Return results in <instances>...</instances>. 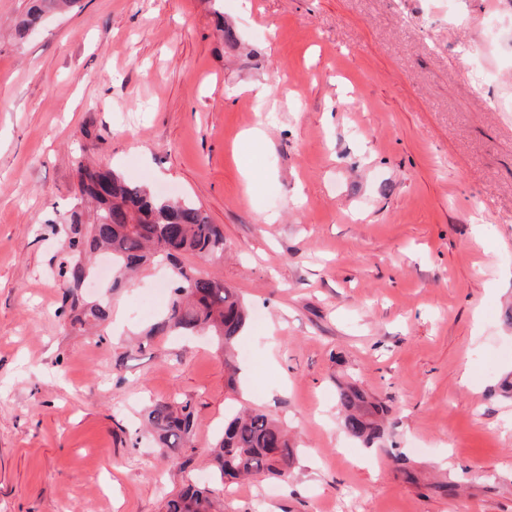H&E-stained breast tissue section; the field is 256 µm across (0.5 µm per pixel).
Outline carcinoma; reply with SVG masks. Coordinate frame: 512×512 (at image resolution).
<instances>
[{
    "mask_svg": "<svg viewBox=\"0 0 512 512\" xmlns=\"http://www.w3.org/2000/svg\"><path fill=\"white\" fill-rule=\"evenodd\" d=\"M73 0H33L16 28L24 39L42 24L44 16L69 6ZM77 201L61 224L67 239L68 264L61 269L63 296L60 315L73 329L93 322L105 325L112 316L107 301L89 302L78 288L90 276L92 259L107 254L115 272L111 290L126 287L131 273L150 264L171 266L168 303L164 313L146 331V337L208 333L224 348L227 386L237 388L234 349L249 311L236 289L224 280L187 266L182 258L206 262L224 256V231L211 223L195 203L153 193L143 183H131L114 169L78 162ZM343 412L342 430L368 447L387 435L388 409L356 383L338 386ZM147 430L159 447L173 451L189 445L195 426L190 401L174 406L153 404L146 414ZM214 483L188 484L165 499L162 512H218L217 492L228 480L265 475L288 479L297 456L288 430L269 413L243 409L224 422V431L212 449Z\"/></svg>",
    "mask_w": 512,
    "mask_h": 512,
    "instance_id": "carcinoma-1",
    "label": "carcinoma"
}]
</instances>
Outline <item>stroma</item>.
Masks as SVG:
<instances>
[{
    "mask_svg": "<svg viewBox=\"0 0 512 512\" xmlns=\"http://www.w3.org/2000/svg\"><path fill=\"white\" fill-rule=\"evenodd\" d=\"M28 7L0 0V512H161L241 403L299 455L224 512H512V41L478 53L512 0H75L20 41ZM84 156L223 227L193 265L251 307L238 392L211 337L138 343L167 269L113 294L121 328L59 317ZM348 380L389 448L343 432ZM158 400L191 401L190 447L143 433Z\"/></svg>",
    "mask_w": 512,
    "mask_h": 512,
    "instance_id": "stroma-1",
    "label": "stroma"
}]
</instances>
